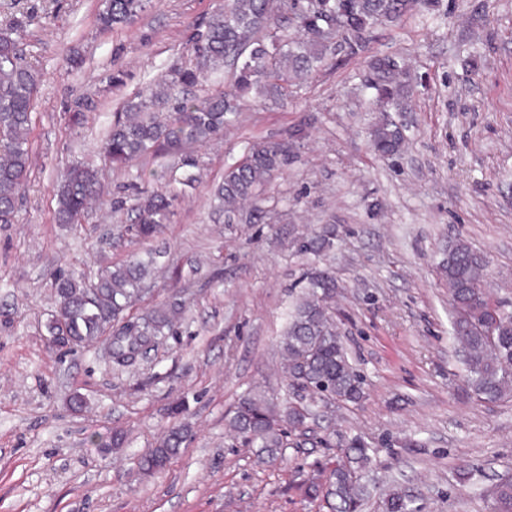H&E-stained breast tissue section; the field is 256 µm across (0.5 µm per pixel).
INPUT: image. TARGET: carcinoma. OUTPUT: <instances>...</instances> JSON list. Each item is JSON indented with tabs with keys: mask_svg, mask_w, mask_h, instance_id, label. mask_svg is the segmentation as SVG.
Segmentation results:
<instances>
[{
	"mask_svg": "<svg viewBox=\"0 0 512 512\" xmlns=\"http://www.w3.org/2000/svg\"><path fill=\"white\" fill-rule=\"evenodd\" d=\"M96 15L100 29L125 26L144 11V0H101ZM436 7L435 0H222L197 34L192 49L203 59V69H179L146 85L126 102L124 116L107 134L100 151L113 165H128L148 153L180 155L181 165L196 167L183 149L224 134L239 98L251 91L274 103L288 97V83L302 79L323 59L331 41L342 37L350 51L362 49L370 29L395 22L418 7ZM24 19L0 28V224H11L17 203L31 173L28 134L33 101L39 85L37 72L22 62ZM230 67L227 90L197 97L191 89L206 73ZM373 78L368 88L380 103L397 100L407 89L406 71L391 57L369 61ZM402 130L384 120L371 131L373 150L381 156L400 151ZM288 160V151L273 142L254 143L245 158L224 172L214 195L232 220L242 205L255 197ZM56 221L77 224L89 205L99 201L97 170L82 164L69 166L56 189ZM177 196L156 189L130 207L125 232L147 239L162 231L175 215ZM148 264L133 259L100 270L93 281L64 273L54 279L56 310L48 325L50 343L59 350L102 341L113 362L128 366L146 348L165 335L171 320L157 314L139 321L121 322L124 310L143 291ZM485 257L458 240L448 244L440 270L448 284L453 308L451 335L463 357L465 386L479 399L496 402L512 397V312L491 300L484 287ZM336 290L326 272L307 277L305 291L294 307L279 347L285 360L288 385L309 398L299 404L277 406L264 394L247 393L228 419L234 439L274 460L288 447V436L304 430L307 420L329 401L356 403L363 398V378L351 364L336 322L325 304ZM185 439L179 428L152 449L142 461L147 472L162 470ZM344 460L328 470L324 481L306 480L304 493L331 501L332 512H362L366 488L360 482L370 462L369 448L359 439L347 442ZM495 512H512V476L507 474L485 489ZM388 512H416L411 500L394 492Z\"/></svg>",
	"mask_w": 512,
	"mask_h": 512,
	"instance_id": "carcinoma-1",
	"label": "carcinoma"
}]
</instances>
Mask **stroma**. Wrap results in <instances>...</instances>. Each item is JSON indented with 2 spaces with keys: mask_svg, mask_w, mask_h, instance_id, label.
Wrapping results in <instances>:
<instances>
[{
  "mask_svg": "<svg viewBox=\"0 0 512 512\" xmlns=\"http://www.w3.org/2000/svg\"><path fill=\"white\" fill-rule=\"evenodd\" d=\"M219 4L151 0L104 31L98 0H0V27L26 19L24 60L41 76L28 191L0 224V512H330L301 485L354 438L373 450L363 512H385L396 488L421 512H491L481 489L512 473V399L463 392L439 263L463 240L512 311V0H440L376 28L363 52L329 53L286 103L247 100L223 137L193 148L200 183L180 186L173 157L147 155L103 168L107 203L81 225L56 223L57 169L95 162L139 88L195 66L192 38ZM384 54L414 78L390 111L405 138L390 158L371 149L382 114L365 89L368 60ZM261 140L287 143L288 162L261 191V221L225 223L211 188ZM165 184L181 193L175 216L132 242L120 232L129 202ZM326 227L332 247L303 251ZM133 252L152 267L128 313L180 302L169 336L129 367L100 342L52 349L55 276L92 280ZM315 269L336 278L328 305L364 397L327 405L269 462L234 445L227 415L251 391L300 400L279 340ZM174 427L186 442L163 471H144Z\"/></svg>",
  "mask_w": 512,
  "mask_h": 512,
  "instance_id": "stroma-1",
  "label": "stroma"
}]
</instances>
